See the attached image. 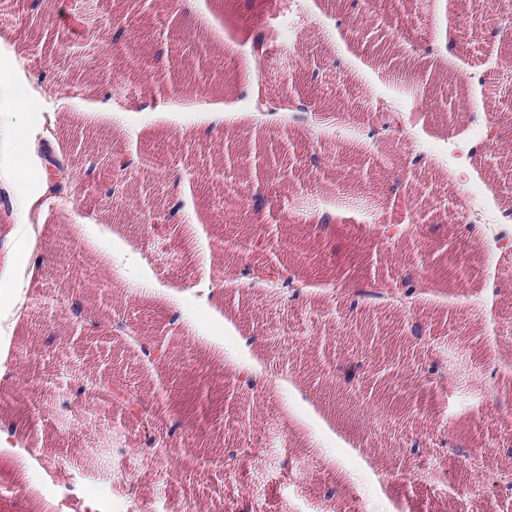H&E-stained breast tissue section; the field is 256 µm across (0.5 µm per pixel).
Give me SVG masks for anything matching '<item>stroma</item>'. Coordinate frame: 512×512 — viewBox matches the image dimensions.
Here are the masks:
<instances>
[{
	"label": "stroma",
	"mask_w": 512,
	"mask_h": 512,
	"mask_svg": "<svg viewBox=\"0 0 512 512\" xmlns=\"http://www.w3.org/2000/svg\"><path fill=\"white\" fill-rule=\"evenodd\" d=\"M12 14L0 39L46 131L43 171L0 172V427H27L43 464L0 450V512H121L132 497L148 512H512L511 493L468 491L472 456L512 470V331L490 334L512 319V253L465 218L478 202L512 229V0H191L186 21L167 0H14ZM258 25L279 106L261 125L224 82ZM299 95L354 135L314 136L292 118ZM386 105L418 124L375 148ZM232 190L243 204L227 212ZM383 224L415 232L385 244ZM245 263L305 290L228 287ZM345 272L390 289L413 273L425 291L410 312L353 311L326 288ZM33 284L60 304L33 305ZM361 353L352 394L336 368ZM245 369L285 383L247 389ZM100 377L191 430L149 450L124 406L74 396Z\"/></svg>",
	"instance_id": "stroma-1"
}]
</instances>
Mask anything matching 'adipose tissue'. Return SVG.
Here are the masks:
<instances>
[{
  "label": "adipose tissue",
  "mask_w": 512,
  "mask_h": 512,
  "mask_svg": "<svg viewBox=\"0 0 512 512\" xmlns=\"http://www.w3.org/2000/svg\"><path fill=\"white\" fill-rule=\"evenodd\" d=\"M31 95L15 48L0 50V143L9 149L11 169L21 173L31 170L34 156L28 146Z\"/></svg>",
  "instance_id": "obj_1"
}]
</instances>
